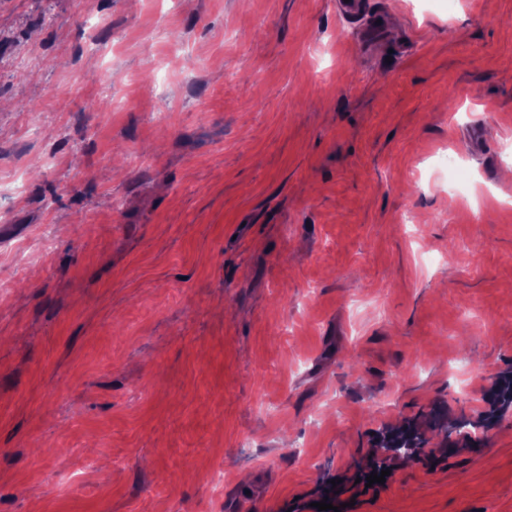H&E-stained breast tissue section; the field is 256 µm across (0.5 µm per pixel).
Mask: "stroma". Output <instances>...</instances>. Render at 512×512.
Listing matches in <instances>:
<instances>
[{
    "mask_svg": "<svg viewBox=\"0 0 512 512\" xmlns=\"http://www.w3.org/2000/svg\"><path fill=\"white\" fill-rule=\"evenodd\" d=\"M364 5L0 0V512H512V0Z\"/></svg>",
    "mask_w": 512,
    "mask_h": 512,
    "instance_id": "obj_1",
    "label": "stroma"
}]
</instances>
